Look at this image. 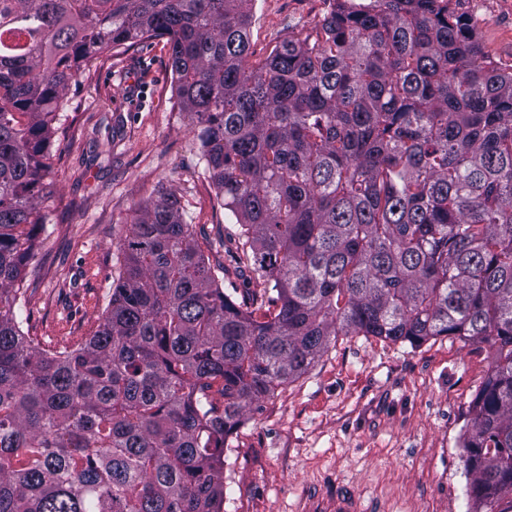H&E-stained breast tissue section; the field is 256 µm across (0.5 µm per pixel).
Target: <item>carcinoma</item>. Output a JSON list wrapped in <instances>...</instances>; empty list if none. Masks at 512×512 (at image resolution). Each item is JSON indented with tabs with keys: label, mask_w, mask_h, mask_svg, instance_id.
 <instances>
[{
	"label": "carcinoma",
	"mask_w": 512,
	"mask_h": 512,
	"mask_svg": "<svg viewBox=\"0 0 512 512\" xmlns=\"http://www.w3.org/2000/svg\"><path fill=\"white\" fill-rule=\"evenodd\" d=\"M254 0H0V512H221L250 405L339 336L491 354L463 442L473 512H512V69L452 0H329L249 64ZM164 39L236 298L168 195L120 241L77 348L15 310L57 111L100 54Z\"/></svg>",
	"instance_id": "cac0c4a2"
}]
</instances>
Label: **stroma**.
<instances>
[{"label":"stroma","mask_w":512,"mask_h":512,"mask_svg":"<svg viewBox=\"0 0 512 512\" xmlns=\"http://www.w3.org/2000/svg\"><path fill=\"white\" fill-rule=\"evenodd\" d=\"M328 0H255L250 64L312 34ZM483 51L512 69V0H456ZM169 48L156 39L101 56L72 82L52 146L45 224L16 306L49 351L92 336L112 295L117 244L139 206L172 193L210 263L232 218L174 105ZM486 349L441 336L413 347L341 336L296 380L253 404L224 450L222 512H300L305 493L342 484L368 512H470L463 440Z\"/></svg>","instance_id":"35a3bbf8"}]
</instances>
